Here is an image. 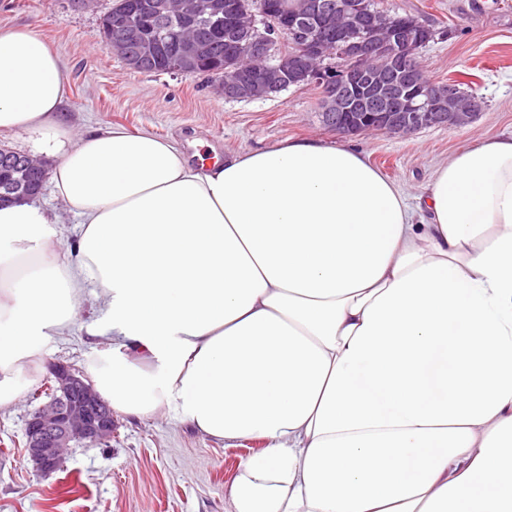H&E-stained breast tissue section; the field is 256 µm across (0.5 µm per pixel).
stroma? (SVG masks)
Masks as SVG:
<instances>
[{"label": "stroma", "instance_id": "1", "mask_svg": "<svg viewBox=\"0 0 512 512\" xmlns=\"http://www.w3.org/2000/svg\"><path fill=\"white\" fill-rule=\"evenodd\" d=\"M387 13L417 15L437 30L418 60L439 82L469 74L486 108L455 128L409 136L375 131L342 137L322 121V91L289 87L256 100L225 98L214 78L141 73L101 39L100 21L115 0H0V29L36 30L58 53L68 77L63 117L73 129L124 126L201 140L200 156H229L289 139H320L365 153L369 163L410 195L459 147L490 135L512 136V0H377ZM86 292L68 335L51 337L45 363L64 361L92 375L102 346L86 334L102 318ZM20 395L0 407V512H229L240 462L263 454L260 438L224 441L200 434L174 410L154 417H116L112 442L68 449L60 469L37 474L23 453L30 397L42 375L15 374Z\"/></svg>", "mask_w": 512, "mask_h": 512}]
</instances>
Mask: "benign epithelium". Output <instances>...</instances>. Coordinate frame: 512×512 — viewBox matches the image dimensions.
Segmentation results:
<instances>
[{"instance_id":"benign-epithelium-1","label":"benign epithelium","mask_w":512,"mask_h":512,"mask_svg":"<svg viewBox=\"0 0 512 512\" xmlns=\"http://www.w3.org/2000/svg\"><path fill=\"white\" fill-rule=\"evenodd\" d=\"M363 0H310L298 7L281 0L279 20H267L269 10H247L231 16L238 30L252 38L235 44L239 57L265 61L259 78L245 75L236 67L224 68L220 81L224 97L240 99L253 88L269 92L281 91L298 82L321 88L324 99L340 102L339 112L324 114L325 123L337 133L360 136L371 131L411 135L426 127H458L473 120L484 108V100L472 94L458 105L456 85L432 82L424 89L413 77L411 29L434 38L436 31L421 17L410 20L378 15L373 31L366 38L350 41V30L363 17ZM138 8L161 23L178 18L218 24L228 15L224 0H140ZM323 17L336 21V41L342 43L339 56L343 71L334 72L325 63L326 41L315 24ZM297 44L295 62L288 68L276 62L274 47L281 38ZM183 58L180 65L191 66L208 50V39L197 34L180 42ZM381 59L385 67L399 76L396 83H384L371 68L373 59ZM180 65L169 67L182 72ZM0 163L28 173H41L35 189L40 193L47 177L45 161L10 151L0 155ZM42 403L32 413L25 428L24 453L36 470L50 475L60 466L66 449L76 445H100L112 438L114 413L82 371L58 362L43 380Z\"/></svg>"}]
</instances>
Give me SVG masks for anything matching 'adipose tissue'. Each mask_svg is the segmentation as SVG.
I'll return each mask as SVG.
<instances>
[{
  "label": "adipose tissue",
  "instance_id": "adipose-tissue-1",
  "mask_svg": "<svg viewBox=\"0 0 512 512\" xmlns=\"http://www.w3.org/2000/svg\"><path fill=\"white\" fill-rule=\"evenodd\" d=\"M68 82L29 29L0 31V133L56 157L79 219L0 205V406L87 282L97 391L259 437L232 512H512V137L455 151L418 204L358 151L289 140L207 166L184 141L76 132Z\"/></svg>",
  "mask_w": 512,
  "mask_h": 512
}]
</instances>
